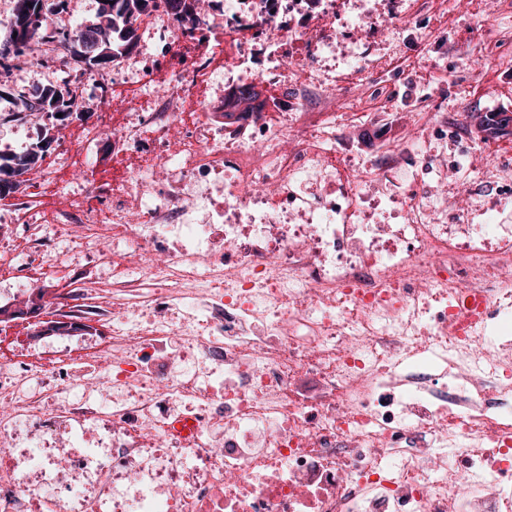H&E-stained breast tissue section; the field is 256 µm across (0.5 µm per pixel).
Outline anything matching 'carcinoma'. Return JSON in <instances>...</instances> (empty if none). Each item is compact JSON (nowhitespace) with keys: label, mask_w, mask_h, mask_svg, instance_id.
Segmentation results:
<instances>
[{"label":"carcinoma","mask_w":512,"mask_h":512,"mask_svg":"<svg viewBox=\"0 0 512 512\" xmlns=\"http://www.w3.org/2000/svg\"><path fill=\"white\" fill-rule=\"evenodd\" d=\"M14 8L9 22L4 26L0 38V67L17 59L25 49L35 50L39 40L48 34L47 16L43 0H13ZM107 0H97L95 21L83 25L84 33L70 36L58 33V38L77 63H83L87 71L94 72V59L107 57L114 62L121 53H128L136 45L132 20L148 11L155 0H114L112 6ZM169 10L180 20L191 19L198 14L199 0H166ZM50 96L38 99L32 95L20 98L24 112H44L54 118L65 120L71 116V95L73 88L64 82V92L56 96L53 87L48 88ZM46 149L40 145L20 153H0V199L13 194L20 181L13 177L22 176L36 168L45 159Z\"/></svg>","instance_id":"1"}]
</instances>
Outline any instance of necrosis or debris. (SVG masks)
Listing matches in <instances>:
<instances>
[{"label": "necrosis or debris", "instance_id": "necrosis-or-debris-1", "mask_svg": "<svg viewBox=\"0 0 512 512\" xmlns=\"http://www.w3.org/2000/svg\"><path fill=\"white\" fill-rule=\"evenodd\" d=\"M417 17L416 0H211L190 23L158 0L136 53L77 74L108 98L155 82L166 50L163 90L61 144L110 137L118 178L84 173L47 208L30 181L13 195L26 231L0 269L23 294L32 259L54 267L46 238L93 252L110 287L49 307L112 321L92 348L0 350V512H512V100L345 145L384 119L350 80L389 71ZM243 84L276 85L275 110L226 111ZM77 364L111 371V403L71 400ZM59 424L71 446L5 444ZM98 426L110 448L83 446Z\"/></svg>", "mask_w": 512, "mask_h": 512}]
</instances>
